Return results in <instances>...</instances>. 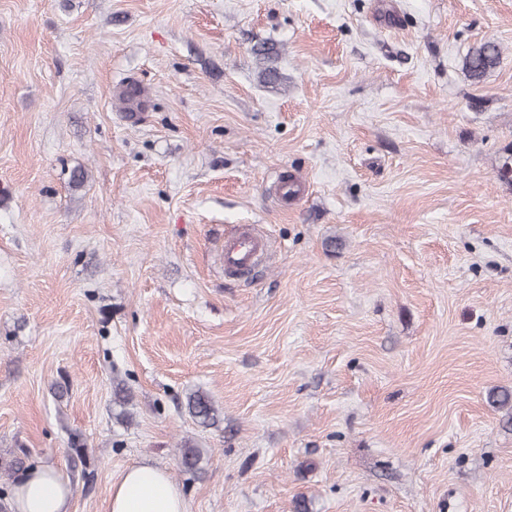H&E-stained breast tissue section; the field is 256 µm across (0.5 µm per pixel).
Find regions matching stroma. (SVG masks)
<instances>
[{"mask_svg": "<svg viewBox=\"0 0 512 512\" xmlns=\"http://www.w3.org/2000/svg\"><path fill=\"white\" fill-rule=\"evenodd\" d=\"M509 156L512 0H0V485L106 512L148 459L190 512H512ZM499 60V50L492 43H485L466 58V68L474 79L482 78ZM267 239L255 227L243 225L224 238V267L237 272L251 269L267 252ZM186 407L190 415L205 425H217L221 414L206 392L196 390L187 396ZM10 509L12 512H71L69 484L55 468L36 465L14 486Z\"/></svg>", "mask_w": 512, "mask_h": 512, "instance_id": "stroma-1", "label": "stroma"}]
</instances>
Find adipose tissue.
<instances>
[{
  "label": "adipose tissue",
  "mask_w": 512,
  "mask_h": 512,
  "mask_svg": "<svg viewBox=\"0 0 512 512\" xmlns=\"http://www.w3.org/2000/svg\"><path fill=\"white\" fill-rule=\"evenodd\" d=\"M11 512H71L70 487L53 467L27 470L12 491ZM107 512H190L189 504L164 468L144 459L113 482Z\"/></svg>",
  "instance_id": "adipose-tissue-1"
}]
</instances>
